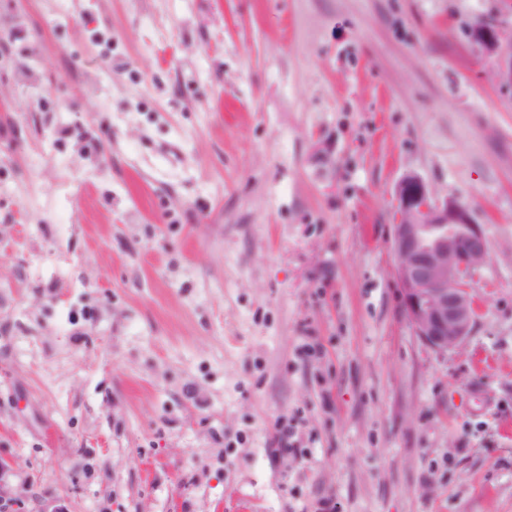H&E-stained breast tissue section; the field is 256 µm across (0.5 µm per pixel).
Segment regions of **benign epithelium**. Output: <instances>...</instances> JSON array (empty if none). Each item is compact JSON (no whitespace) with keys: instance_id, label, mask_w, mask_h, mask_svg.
Masks as SVG:
<instances>
[{"instance_id":"1","label":"benign epithelium","mask_w":512,"mask_h":512,"mask_svg":"<svg viewBox=\"0 0 512 512\" xmlns=\"http://www.w3.org/2000/svg\"><path fill=\"white\" fill-rule=\"evenodd\" d=\"M470 41L495 59L499 89L512 94V39L498 23L480 21ZM391 248L405 318L430 348L445 352L470 335L479 306L470 281L488 258V241L475 211L458 199L438 197L418 175L395 188Z\"/></svg>"}]
</instances>
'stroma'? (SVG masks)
Masks as SVG:
<instances>
[{"label":"stroma","instance_id":"35a3bbf8","mask_svg":"<svg viewBox=\"0 0 512 512\" xmlns=\"http://www.w3.org/2000/svg\"><path fill=\"white\" fill-rule=\"evenodd\" d=\"M479 19L512 36V0H0L1 499L512 512V96ZM407 174L489 243L445 352L394 274Z\"/></svg>","mask_w":512,"mask_h":512}]
</instances>
